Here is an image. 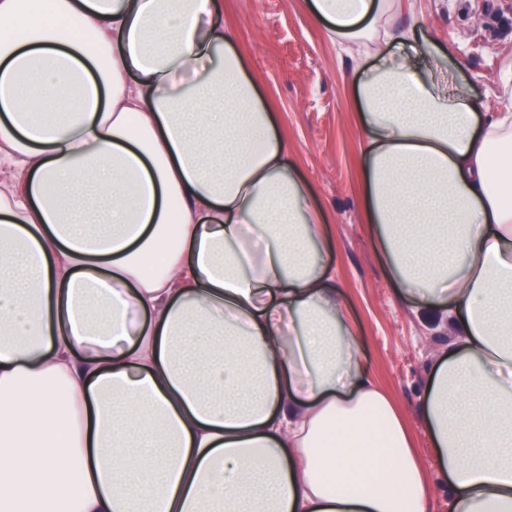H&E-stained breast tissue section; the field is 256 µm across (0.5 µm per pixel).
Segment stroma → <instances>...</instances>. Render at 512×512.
I'll list each match as a JSON object with an SVG mask.
<instances>
[{"mask_svg":"<svg viewBox=\"0 0 512 512\" xmlns=\"http://www.w3.org/2000/svg\"><path fill=\"white\" fill-rule=\"evenodd\" d=\"M310 0H221L220 19L236 34L260 98L320 211L336 276L360 326V357L401 412L419 460L434 469L421 399L433 362L448 351L447 331L427 329L410 298L390 280L359 199L362 130L354 93L358 69L315 20ZM396 22L452 46L458 82L483 111L502 109L512 68V0H399Z\"/></svg>","mask_w":512,"mask_h":512,"instance_id":"stroma-1","label":"stroma"}]
</instances>
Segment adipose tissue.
<instances>
[{"instance_id":"adipose-tissue-1","label":"adipose tissue","mask_w":512,"mask_h":512,"mask_svg":"<svg viewBox=\"0 0 512 512\" xmlns=\"http://www.w3.org/2000/svg\"><path fill=\"white\" fill-rule=\"evenodd\" d=\"M219 2L0 0V512H512V110L392 0H312L374 58L365 221L455 331L430 475Z\"/></svg>"}]
</instances>
